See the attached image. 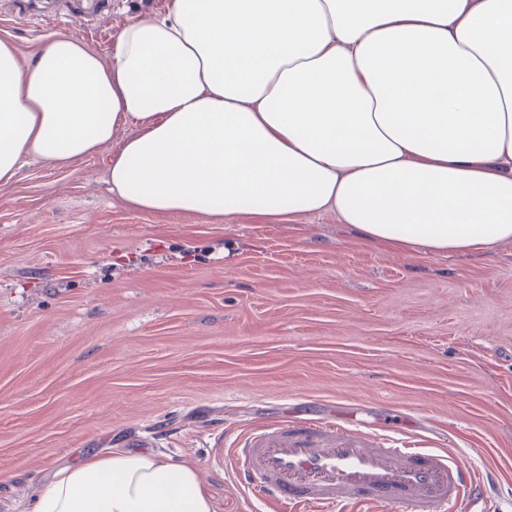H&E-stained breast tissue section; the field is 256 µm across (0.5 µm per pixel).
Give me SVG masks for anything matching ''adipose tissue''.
Instances as JSON below:
<instances>
[{
	"label": "adipose tissue",
	"mask_w": 512,
	"mask_h": 512,
	"mask_svg": "<svg viewBox=\"0 0 512 512\" xmlns=\"http://www.w3.org/2000/svg\"><path fill=\"white\" fill-rule=\"evenodd\" d=\"M129 134L115 140L118 127ZM113 144L151 214L332 213L430 256L512 242V0H169L103 63L0 39V185ZM34 512H213L190 461L102 449Z\"/></svg>",
	"instance_id": "obj_1"
}]
</instances>
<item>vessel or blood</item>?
<instances>
[{
  "instance_id": "vessel-or-blood-1",
  "label": "vessel or blood",
  "mask_w": 512,
  "mask_h": 512,
  "mask_svg": "<svg viewBox=\"0 0 512 512\" xmlns=\"http://www.w3.org/2000/svg\"><path fill=\"white\" fill-rule=\"evenodd\" d=\"M225 470L248 493L333 512L348 505L421 507L481 502L482 475L454 448L387 440L381 428L344 415L284 413L238 433Z\"/></svg>"
}]
</instances>
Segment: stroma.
<instances>
[{
	"instance_id": "35a3bbf8",
	"label": "stroma",
	"mask_w": 512,
	"mask_h": 512,
	"mask_svg": "<svg viewBox=\"0 0 512 512\" xmlns=\"http://www.w3.org/2000/svg\"><path fill=\"white\" fill-rule=\"evenodd\" d=\"M168 0H54L0 37L51 36L110 62ZM111 145L0 186V512H33L52 471L103 448L198 467L214 512H296L224 473L232 436L284 411H335L496 469L472 512H512V242L429 256L363 241L332 214H148L108 189Z\"/></svg>"
}]
</instances>
